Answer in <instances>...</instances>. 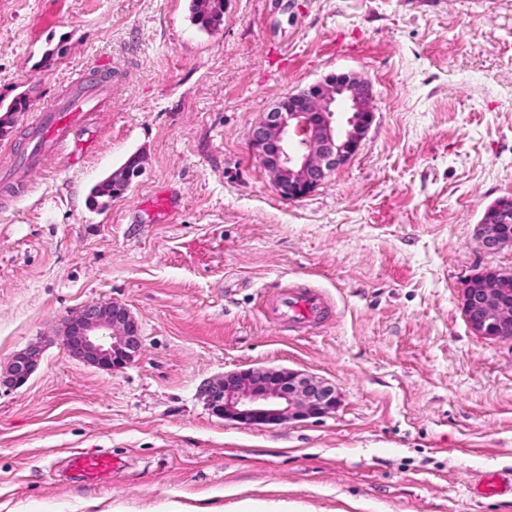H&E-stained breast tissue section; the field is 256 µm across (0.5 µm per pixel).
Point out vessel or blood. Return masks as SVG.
<instances>
[{
    "label": "vessel or blood",
    "mask_w": 512,
    "mask_h": 512,
    "mask_svg": "<svg viewBox=\"0 0 512 512\" xmlns=\"http://www.w3.org/2000/svg\"><path fill=\"white\" fill-rule=\"evenodd\" d=\"M94 110L92 98L86 93L59 100L39 114L32 127L37 146L47 152L64 149L72 140L74 128L88 124ZM330 304L328 295L320 289L291 286L268 298L266 310L274 321L300 328L319 317ZM117 466V460L104 454L76 452L68 461L71 472L92 483L110 475Z\"/></svg>",
    "instance_id": "vessel-or-blood-1"
}]
</instances>
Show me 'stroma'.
I'll return each instance as SVG.
<instances>
[{"instance_id": "obj_1", "label": "stroma", "mask_w": 512, "mask_h": 512, "mask_svg": "<svg viewBox=\"0 0 512 512\" xmlns=\"http://www.w3.org/2000/svg\"><path fill=\"white\" fill-rule=\"evenodd\" d=\"M0 0V95L30 97L0 137V512H512V342L474 335L465 282L512 270L476 226L512 196V0ZM109 102L29 165L33 117L94 73ZM367 79L357 154L282 199L250 133L286 93ZM119 198L92 191L130 156ZM303 285L332 307L295 332L268 297ZM119 302L142 348L103 371L62 351L63 322ZM283 367L333 383L336 411L258 427L201 394L224 373ZM121 460L93 485L72 451ZM191 12L200 30H214L224 23V0H191ZM41 357V348L36 345L17 352L11 359L5 382L13 388L24 385L39 366Z\"/></svg>"}]
</instances>
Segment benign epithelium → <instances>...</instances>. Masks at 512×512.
Segmentation results:
<instances>
[{"instance_id": "obj_1", "label": "benign epithelium", "mask_w": 512, "mask_h": 512, "mask_svg": "<svg viewBox=\"0 0 512 512\" xmlns=\"http://www.w3.org/2000/svg\"><path fill=\"white\" fill-rule=\"evenodd\" d=\"M370 83L352 73H332L298 92H290L254 125L249 146L271 177L276 193L297 201L346 165L357 153L374 119ZM132 156L108 177L131 186L142 174ZM477 238L481 249L495 254L512 248V196L485 209ZM512 273L497 267L481 272V283H466L461 304L471 331L484 339L512 341ZM142 336L128 308L117 302L86 305L70 314L63 329V353L99 369L122 368L139 353ZM41 348L17 352L6 383L24 385L41 361ZM202 395L212 413L250 426H277L320 418L336 411L335 385L282 367L228 372L209 382Z\"/></svg>"}]
</instances>
